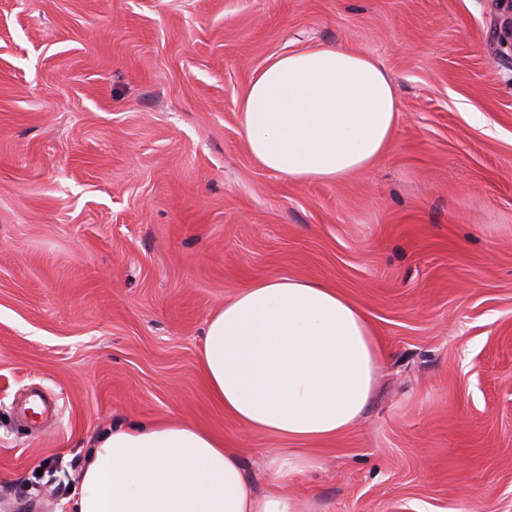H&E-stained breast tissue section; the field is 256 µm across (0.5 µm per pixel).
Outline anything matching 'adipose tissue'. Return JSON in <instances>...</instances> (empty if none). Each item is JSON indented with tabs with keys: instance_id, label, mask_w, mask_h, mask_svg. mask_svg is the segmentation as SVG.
I'll return each mask as SVG.
<instances>
[{
	"instance_id": "ef3b65f1",
	"label": "adipose tissue",
	"mask_w": 512,
	"mask_h": 512,
	"mask_svg": "<svg viewBox=\"0 0 512 512\" xmlns=\"http://www.w3.org/2000/svg\"><path fill=\"white\" fill-rule=\"evenodd\" d=\"M240 110L249 154L296 182L371 166L399 118L386 69L342 46L276 56L252 78ZM384 356L366 313L338 289L263 277L211 315L200 363L240 427L318 443L365 414ZM311 464L301 453L280 459L275 482L258 494L240 449L211 432L184 421L134 422L101 433L69 498L73 512H303L280 483Z\"/></svg>"
}]
</instances>
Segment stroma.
I'll use <instances>...</instances> for the list:
<instances>
[{"label": "stroma", "instance_id": "stroma-1", "mask_svg": "<svg viewBox=\"0 0 512 512\" xmlns=\"http://www.w3.org/2000/svg\"><path fill=\"white\" fill-rule=\"evenodd\" d=\"M498 0H0V507L70 512L37 465L179 420L265 491L291 441L242 430L199 366L259 277L328 283L386 357L370 405L288 478L305 512H512V50ZM393 79L352 177L261 167L240 103L278 54Z\"/></svg>", "mask_w": 512, "mask_h": 512}]
</instances>
